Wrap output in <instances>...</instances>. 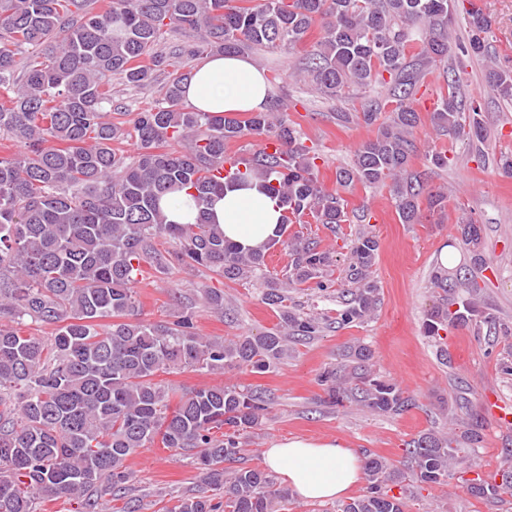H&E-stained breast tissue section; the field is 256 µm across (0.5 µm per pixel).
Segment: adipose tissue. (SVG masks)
I'll return each instance as SVG.
<instances>
[{
    "label": "adipose tissue",
    "instance_id": "obj_1",
    "mask_svg": "<svg viewBox=\"0 0 512 512\" xmlns=\"http://www.w3.org/2000/svg\"><path fill=\"white\" fill-rule=\"evenodd\" d=\"M268 91L264 73L248 59L217 54L194 69L184 99L201 112H259L268 103ZM211 213L225 238L243 248L263 247L280 221L274 201L254 187L226 189L215 197ZM262 457L282 486L305 501L344 497L362 477L356 450L334 439L276 441Z\"/></svg>",
    "mask_w": 512,
    "mask_h": 512
}]
</instances>
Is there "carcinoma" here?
<instances>
[{"label": "carcinoma", "mask_w": 512, "mask_h": 512, "mask_svg": "<svg viewBox=\"0 0 512 512\" xmlns=\"http://www.w3.org/2000/svg\"><path fill=\"white\" fill-rule=\"evenodd\" d=\"M0 0V135L21 150L0 155V512H38L37 500L80 498L85 512H101L94 492L119 497L133 473L127 458L160 442L188 451L200 465L206 488L177 500L171 512H278L288 492L259 469H233L240 432L258 426L268 401L236 385L182 392L156 380L176 370L218 373L248 368L263 373L288 354L292 339H311L321 322L288 305V292L313 283L323 290L336 266L302 232L287 226L311 218L331 231L348 222L346 200L318 180L319 155L304 144L281 101L243 115L200 112L183 104L189 74L175 72L161 100L135 113L132 130L112 112L106 77L131 86L152 83L167 59L156 50L163 28L199 38L186 52L239 54L257 47H294L320 25L322 37L301 73L318 95L333 99L346 89L375 84L389 88L387 122L355 150L338 181L375 187L390 179L403 224L419 221L421 203L448 219V193L428 194L406 177L420 121L415 89L427 71L442 64L448 74L463 57H486L492 19L480 0ZM467 16L468 31L456 42L453 15ZM421 41L410 56L412 35ZM40 54L22 63L20 49ZM484 82L512 100V69L488 63ZM480 108L451 91L432 113L436 132L483 142ZM252 136L261 147L244 169L226 176L225 147ZM134 138L135 155L114 144ZM172 143L181 145L170 150ZM256 180L282 208L280 245L292 257L281 276L267 270L269 249L243 251L209 220L213 197L224 187ZM183 192L194 203L193 224H172L161 200ZM460 241L474 262L482 255L481 227L455 218ZM175 243L176 261L229 281L257 280L263 299L281 309L280 326L258 336L206 337L195 330L194 306L179 303L176 319L139 318L135 285L171 261L157 248ZM378 241L358 233L351 248L336 323L366 321L379 301L371 277ZM443 290L469 294L466 275L436 272ZM208 308L224 314V293L204 289ZM480 315L468 300L431 308L427 333L463 326ZM55 327L43 339L21 331L25 320ZM370 350L347 354L350 376L328 367L317 377L332 407L354 402L378 414L408 406L401 389L376 376ZM408 453L421 483L448 478L457 459L452 441L424 433ZM366 493L340 512H404L402 498L388 493L400 472L379 457L364 461Z\"/></svg>", "instance_id": "1"}]
</instances>
